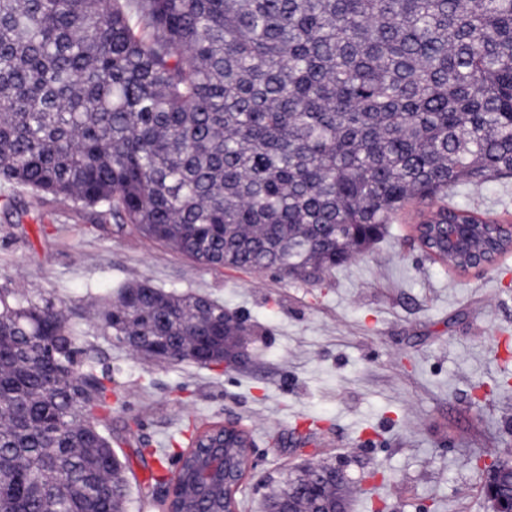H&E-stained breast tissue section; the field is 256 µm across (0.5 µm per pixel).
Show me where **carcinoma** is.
<instances>
[{
    "label": "carcinoma",
    "mask_w": 512,
    "mask_h": 512,
    "mask_svg": "<svg viewBox=\"0 0 512 512\" xmlns=\"http://www.w3.org/2000/svg\"><path fill=\"white\" fill-rule=\"evenodd\" d=\"M512 177V0H0V185L70 199L195 261L318 278L417 200L422 224L495 220L448 201ZM137 356L209 365L224 305L146 279L96 312ZM50 301L0 288V512H127L101 412ZM167 508L224 512V486ZM336 469L317 464L303 488Z\"/></svg>",
    "instance_id": "obj_1"
}]
</instances>
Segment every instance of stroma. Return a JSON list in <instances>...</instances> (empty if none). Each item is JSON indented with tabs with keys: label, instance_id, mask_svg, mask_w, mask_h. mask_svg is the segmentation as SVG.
I'll return each instance as SVG.
<instances>
[{
	"label": "stroma",
	"instance_id": "35a3bbf8",
	"mask_svg": "<svg viewBox=\"0 0 512 512\" xmlns=\"http://www.w3.org/2000/svg\"><path fill=\"white\" fill-rule=\"evenodd\" d=\"M456 201L512 224V179ZM409 202L385 236L319 280L209 266L95 207L18 190L0 206V287L62 307L87 356L124 395L113 447L138 504L163 512L148 472L176 469L192 434L218 423L255 446L237 512L308 462L344 470L350 512H488L478 461L512 448V250L459 272L429 258ZM134 279L202 294L244 317L254 354L224 370L134 355L95 308Z\"/></svg>",
	"mask_w": 512,
	"mask_h": 512
}]
</instances>
